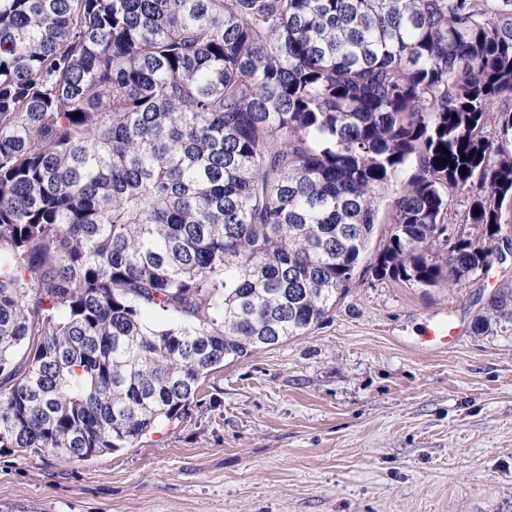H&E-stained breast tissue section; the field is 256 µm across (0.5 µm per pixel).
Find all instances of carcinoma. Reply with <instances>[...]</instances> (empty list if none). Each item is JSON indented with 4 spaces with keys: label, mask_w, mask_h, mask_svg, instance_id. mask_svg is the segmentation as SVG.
Returning <instances> with one entry per match:
<instances>
[{
    "label": "carcinoma",
    "mask_w": 512,
    "mask_h": 512,
    "mask_svg": "<svg viewBox=\"0 0 512 512\" xmlns=\"http://www.w3.org/2000/svg\"><path fill=\"white\" fill-rule=\"evenodd\" d=\"M502 243L512 0H0L1 452L130 448L360 266Z\"/></svg>",
    "instance_id": "1"
}]
</instances>
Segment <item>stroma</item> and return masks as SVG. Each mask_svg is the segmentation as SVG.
Segmentation results:
<instances>
[{"label":"stroma","instance_id":"1","mask_svg":"<svg viewBox=\"0 0 512 512\" xmlns=\"http://www.w3.org/2000/svg\"><path fill=\"white\" fill-rule=\"evenodd\" d=\"M0 512H512V255L455 289L359 274L134 447L1 453Z\"/></svg>","mask_w":512,"mask_h":512}]
</instances>
